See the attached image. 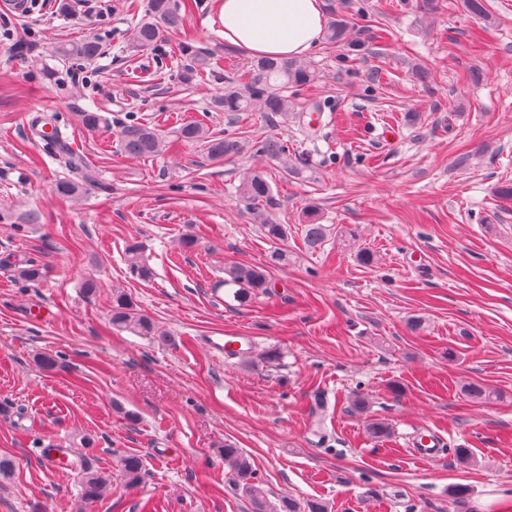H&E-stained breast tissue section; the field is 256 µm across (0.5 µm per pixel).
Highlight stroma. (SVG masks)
I'll return each mask as SVG.
<instances>
[{
  "label": "stroma",
  "instance_id": "obj_1",
  "mask_svg": "<svg viewBox=\"0 0 512 512\" xmlns=\"http://www.w3.org/2000/svg\"><path fill=\"white\" fill-rule=\"evenodd\" d=\"M128 2L54 0L25 18L0 7V456L15 463L0 512H250L224 465L228 442L273 502L452 512L448 492L465 486L473 512H512V207L492 193L512 179V0H488L491 27L461 0L427 12L416 0H322L352 18L361 49L323 40L305 58L315 80L298 105L332 108L300 179L252 151L221 162L184 143L152 158L121 151L123 129L145 123L167 136L193 120L302 149L296 122L213 109L225 78L250 62L224 42L220 0H197L178 32L143 51L130 47ZM86 37L103 47L93 63L57 54ZM179 43L189 55L175 53ZM194 52L219 58V70L189 72ZM85 109L107 128L87 132ZM43 115L101 187L56 195L61 170L32 126ZM250 169L272 185L266 210L288 227L289 261L242 306L225 269L265 263L271 249L236 192ZM310 204L330 228L313 253L299 231ZM187 234L193 247L181 244ZM131 241L151 279L129 271ZM364 248L375 264L358 262ZM28 258L44 268L39 284L16 275ZM88 277L95 293L81 287ZM116 288L168 342L109 328ZM413 317L423 329H409ZM225 334L249 337L251 350L226 357L205 342ZM272 346L281 359L268 365L260 355ZM46 354L58 368L40 366ZM471 383L498 400L473 401ZM356 392L365 411L350 404ZM371 420L390 436L372 439ZM431 434L450 454L412 458ZM61 446L81 469L105 472L115 453L138 454L143 481L113 479L82 503L81 469L40 464L43 449Z\"/></svg>",
  "mask_w": 512,
  "mask_h": 512
}]
</instances>
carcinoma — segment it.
Masks as SVG:
<instances>
[{"instance_id": "carcinoma-1", "label": "carcinoma", "mask_w": 512, "mask_h": 512, "mask_svg": "<svg viewBox=\"0 0 512 512\" xmlns=\"http://www.w3.org/2000/svg\"><path fill=\"white\" fill-rule=\"evenodd\" d=\"M183 18L180 9L171 4V0H148L145 14L132 22L131 45L136 49H149L161 38L164 32H176L180 29ZM351 21L338 14L328 26L327 38L336 44H346L345 35ZM64 57H77L93 61L101 54V44L94 38H85L58 49ZM245 88L233 81H227L224 91L215 96L212 105L219 112H251L259 109L274 115L288 117L295 110V103L285 92L290 89L300 90L314 80L313 72L298 59L258 58L242 75ZM84 129L96 132L105 127L104 116L99 112L84 111L80 113ZM36 123L51 126L43 132L44 150L67 172L77 178H61L55 183V191L62 197L76 198L85 185L98 183L95 169L90 167L83 156L74 151L68 141L60 136L57 125L51 118L43 117ZM176 141L193 143L202 147L206 156L214 161H224L243 154L248 144L240 138L229 134L215 133L202 122H190L176 130ZM119 145L121 150L131 156L150 158L162 153L167 141L157 130L145 125L121 131ZM255 151L281 164L283 171L291 176L301 175L311 167L310 155L304 152L292 153L287 141L279 137L265 138L253 143ZM239 198L254 211L261 224L265 238L276 245L270 255L269 264L276 266L288 262V251L282 245L288 239V225L278 222L261 210L272 193L268 180L259 172L245 174L237 187ZM327 225L318 221V211L314 206L304 210L301 233L306 246L311 251L321 248L328 235ZM125 257L130 272L146 280L151 278V269L143 262L141 245L130 242L125 249ZM228 278L223 284L234 286V298L247 302L251 295L268 288L267 270L261 266H233L226 270ZM18 276L25 282H38L42 278V268L34 261L25 262L18 268ZM109 324L115 328L129 331L136 335L152 336L160 342L166 341L167 333L159 329L153 320L138 312L131 297L123 290L112 291V309ZM224 465L229 469L236 487L242 489L252 504V512H328V505L320 499H309L299 503L291 498H283L279 505L269 503L263 488L254 482L253 470L248 457L239 448L224 444ZM116 471L125 487L135 488L141 483L145 473L143 459L133 453L118 456ZM112 475L86 470L81 476V499L92 502L101 496L103 490L111 483ZM448 495L455 512H470V492L466 487L450 489Z\"/></svg>"}]
</instances>
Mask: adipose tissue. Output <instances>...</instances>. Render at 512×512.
Segmentation results:
<instances>
[{
  "label": "adipose tissue",
  "mask_w": 512,
  "mask_h": 512,
  "mask_svg": "<svg viewBox=\"0 0 512 512\" xmlns=\"http://www.w3.org/2000/svg\"><path fill=\"white\" fill-rule=\"evenodd\" d=\"M224 41L253 57L299 59L320 42L321 0H221Z\"/></svg>",
  "instance_id": "1"
}]
</instances>
